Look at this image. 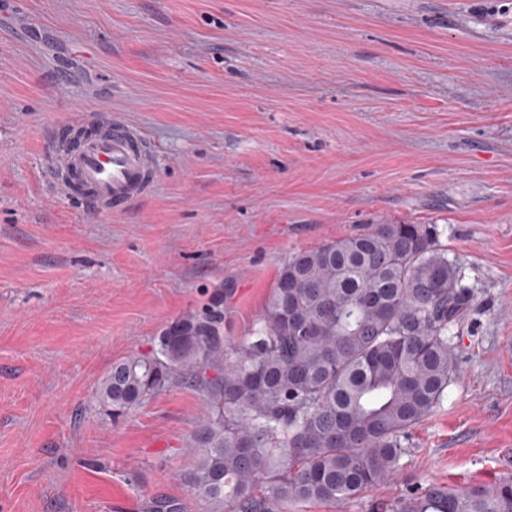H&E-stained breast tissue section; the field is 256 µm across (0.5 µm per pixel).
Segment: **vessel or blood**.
<instances>
[{
	"mask_svg": "<svg viewBox=\"0 0 512 512\" xmlns=\"http://www.w3.org/2000/svg\"><path fill=\"white\" fill-rule=\"evenodd\" d=\"M46 144L53 185L99 213L120 212L157 181L153 145L121 114L74 109L64 128L49 130Z\"/></svg>",
	"mask_w": 512,
	"mask_h": 512,
	"instance_id": "1",
	"label": "vessel or blood"
}]
</instances>
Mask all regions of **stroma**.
<instances>
[{
	"instance_id": "stroma-1",
	"label": "stroma",
	"mask_w": 512,
	"mask_h": 512,
	"mask_svg": "<svg viewBox=\"0 0 512 512\" xmlns=\"http://www.w3.org/2000/svg\"><path fill=\"white\" fill-rule=\"evenodd\" d=\"M78 106L158 151L121 213L44 175ZM399 222L469 290L457 378L396 475L288 512L512 477V0H0V512H210L180 479L202 393L115 420L98 383L223 286L243 342L289 255Z\"/></svg>"
}]
</instances>
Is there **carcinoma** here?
<instances>
[{"instance_id":"obj_1","label":"carcinoma","mask_w":512,"mask_h":512,"mask_svg":"<svg viewBox=\"0 0 512 512\" xmlns=\"http://www.w3.org/2000/svg\"><path fill=\"white\" fill-rule=\"evenodd\" d=\"M424 224L365 232L289 256L254 332L224 336V298L169 323L148 354L112 364L96 389L120 417L179 381L208 412L195 432L192 494L224 512L338 503L395 474L410 429L448 396L450 331L467 297ZM300 305L302 325L288 321ZM400 512H512V477L490 488L435 489Z\"/></svg>"}]
</instances>
